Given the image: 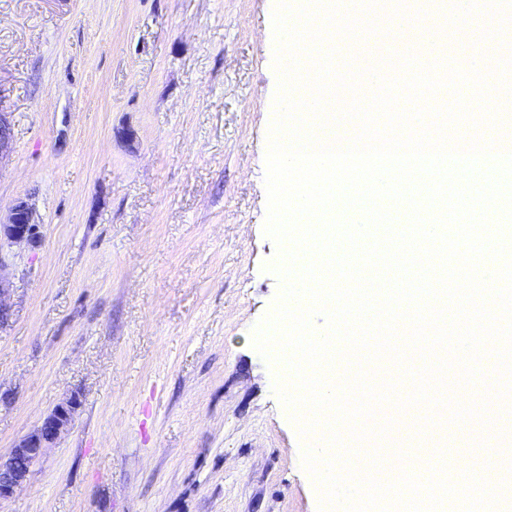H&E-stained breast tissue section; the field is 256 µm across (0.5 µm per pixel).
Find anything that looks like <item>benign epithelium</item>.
<instances>
[{
  "mask_svg": "<svg viewBox=\"0 0 512 512\" xmlns=\"http://www.w3.org/2000/svg\"><path fill=\"white\" fill-rule=\"evenodd\" d=\"M40 240L39 223L32 209L22 200L16 202L7 222L0 221V250L13 244L35 246ZM79 406V396L72 395L50 411L34 431L16 442L6 456H0V501L10 498L26 480L32 464L71 424Z\"/></svg>",
  "mask_w": 512,
  "mask_h": 512,
  "instance_id": "obj_1",
  "label": "benign epithelium"
}]
</instances>
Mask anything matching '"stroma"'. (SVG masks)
Here are the masks:
<instances>
[{
    "label": "stroma",
    "instance_id": "1",
    "mask_svg": "<svg viewBox=\"0 0 512 512\" xmlns=\"http://www.w3.org/2000/svg\"><path fill=\"white\" fill-rule=\"evenodd\" d=\"M275 0H0V212L38 247L0 252V454L81 406L0 512H319L303 443L251 344L280 280L264 232ZM472 18L446 59L484 64ZM423 410L385 409L418 457ZM453 458L512 512V411L439 419ZM39 223L35 221L32 209L25 201H17L11 208L6 223L0 220V252L4 245L40 243Z\"/></svg>",
    "mask_w": 512,
    "mask_h": 512
}]
</instances>
